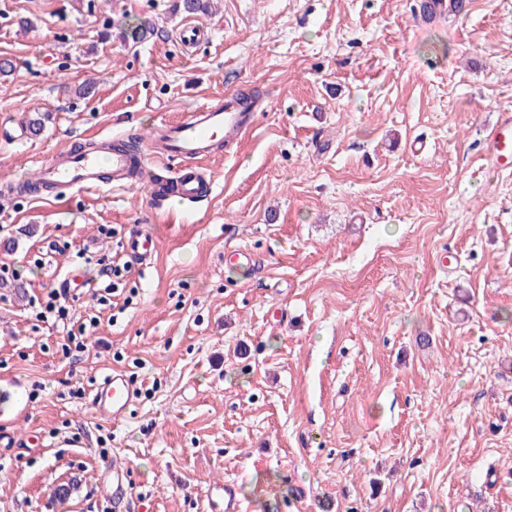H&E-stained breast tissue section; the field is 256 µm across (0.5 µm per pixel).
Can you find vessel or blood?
<instances>
[{
    "mask_svg": "<svg viewBox=\"0 0 512 512\" xmlns=\"http://www.w3.org/2000/svg\"><path fill=\"white\" fill-rule=\"evenodd\" d=\"M257 114L243 111L235 96L190 109L176 122L162 123L152 130L144 149L136 155L115 149L109 155L68 151L41 164L38 182L49 188L50 195L79 189H111L147 184L157 193L158 170L170 161L181 166L170 183L175 197L191 203L208 198L213 184L201 174L198 162L221 145L236 143L251 131ZM492 164L504 172L512 171V113H499L489 131ZM157 243L153 236L140 234L129 239L127 253L140 264H150ZM136 393L126 376L105 375L98 387L95 404L112 418H120L133 404Z\"/></svg>",
    "mask_w": 512,
    "mask_h": 512,
    "instance_id": "1",
    "label": "vessel or blood"
}]
</instances>
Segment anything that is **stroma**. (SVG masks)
I'll list each match as a JSON object with an SVG mask.
<instances>
[{
    "label": "stroma",
    "mask_w": 512,
    "mask_h": 512,
    "mask_svg": "<svg viewBox=\"0 0 512 512\" xmlns=\"http://www.w3.org/2000/svg\"><path fill=\"white\" fill-rule=\"evenodd\" d=\"M174 2L0 0V123L46 117L0 140V179L228 93L260 109L187 211L142 186L0 197V512H209L223 482L243 512H512V172L484 158L512 112V0L427 25L417 0ZM69 270L95 324L65 358L36 312ZM112 372L137 392L117 420L94 405ZM156 247V240L148 233L135 235L128 241L127 254L143 266L151 263Z\"/></svg>",
    "instance_id": "stroma-1"
}]
</instances>
